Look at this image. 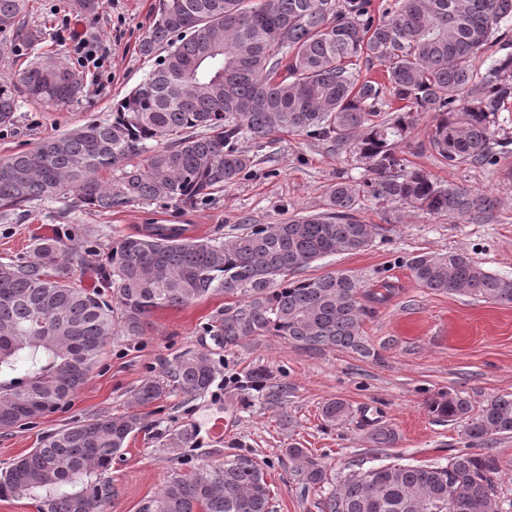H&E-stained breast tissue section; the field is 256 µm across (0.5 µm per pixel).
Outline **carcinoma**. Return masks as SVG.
Here are the masks:
<instances>
[{
  "mask_svg": "<svg viewBox=\"0 0 512 512\" xmlns=\"http://www.w3.org/2000/svg\"><path fill=\"white\" fill-rule=\"evenodd\" d=\"M22 0H0V36L28 45L41 33L20 21ZM512 0H162L140 43L156 66L117 100L112 118L91 121L0 157V218L35 201L99 211L167 201L206 204L247 173L241 147L279 133L319 141L333 153L368 160L361 182L339 181L326 210L278 224H238L224 238L186 235L183 224H145L114 242L89 290L81 276L94 230L72 224L41 237L28 254L0 262V430L26 425L69 404L100 364L116 325L140 336L151 314L224 295L202 326L208 340L143 380L134 402L146 407L172 390L195 397L214 382V355L255 336H278L307 351L328 347L371 354L360 279L347 270L297 274L336 253L366 249L378 231L357 213L370 198L430 215L490 214L497 200L450 189L403 163L396 146L416 112L434 113L428 149L449 167L494 165L497 117L512 98V52L485 71L473 60L507 37ZM378 63L384 80H362L356 62ZM26 94L63 107L82 89L70 67L40 56L18 74ZM15 84L0 83V126L14 122ZM146 158L135 161L140 155ZM407 266L435 292L512 304V279L457 252L423 253ZM271 372L250 371L241 390L261 391ZM438 417L466 420L470 445L444 465L389 463L336 477L296 445L303 491L318 489L320 512H498L494 437L512 434V395L494 396L476 416L448 395ZM330 426L352 417L342 399L322 406ZM146 427L132 412L75 422L0 471V498L25 497L38 512H104L112 500V459ZM194 427L166 436L172 453L191 447ZM387 448L394 432L379 426ZM263 467L246 455L177 474L142 512H274Z\"/></svg>",
  "mask_w": 512,
  "mask_h": 512,
  "instance_id": "cac0c4a2",
  "label": "carcinoma"
}]
</instances>
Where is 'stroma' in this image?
I'll list each match as a JSON object with an SVG mask.
<instances>
[{"label": "stroma", "instance_id": "stroma-1", "mask_svg": "<svg viewBox=\"0 0 512 512\" xmlns=\"http://www.w3.org/2000/svg\"><path fill=\"white\" fill-rule=\"evenodd\" d=\"M95 10H76L74 0H24L21 19L40 31L33 47L0 42V82L16 79L37 56L50 53L79 72L84 92L71 103L51 109L19 97L14 122L0 127V157L31 149L91 120L112 116V105L136 87L154 64L139 51L162 0H97ZM104 58L102 68L81 66L78 41ZM398 153L447 187L497 198L492 216L473 220L458 215L432 216L398 203L369 200L359 213L381 230L363 251L336 254L304 269L311 277L336 270L356 274L371 295L363 334L375 350L372 358L336 348L309 352L275 336H257L215 358L216 379L210 390L193 398L175 391L146 407L149 430L132 438L112 461L115 495L107 512H140L143 503L174 475L203 462H220L230 454L256 458L274 492L275 512H319V490L301 492L290 445L336 475L351 466L447 463L468 445L466 425L440 420L429 410L433 399L456 393L480 412L494 395H512V304H494L424 288L406 262L422 253L466 254L488 271L512 278V149L492 166L442 165L424 150L433 115L418 112ZM253 158L249 173L206 206L155 203L111 212L70 208L65 203L35 202L26 212L0 220V261L27 251L36 237L54 235L69 224H86L98 232L87 257L85 288L97 284L95 269L113 241L145 224H185L189 235L222 237L232 225L275 224L324 210L329 188L342 180H362L354 158L327 151L311 139L282 135L273 146L246 144ZM225 303L214 296L185 308L156 311L144 335L115 331L99 366L70 405L34 423L0 431V470L37 447L46 433L100 415L134 412L132 392L142 380L162 374L174 356L201 342L200 327ZM257 367L268 368L276 383L287 386L281 403L244 393L235 379ZM340 398L353 409L345 424L328 427L321 418L325 402ZM224 420V437L208 432L210 420ZM388 426L396 440L378 448L370 440L374 423ZM199 427V440L174 457L162 447L163 436L183 425Z\"/></svg>", "mask_w": 512, "mask_h": 512}]
</instances>
